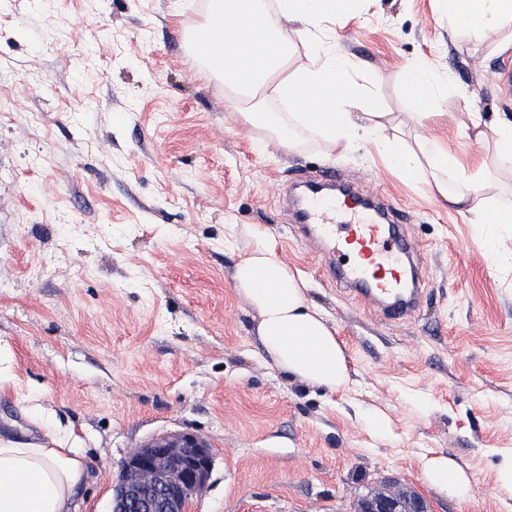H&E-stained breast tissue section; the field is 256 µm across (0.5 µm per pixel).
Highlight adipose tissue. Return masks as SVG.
I'll use <instances>...</instances> for the list:
<instances>
[{"label": "adipose tissue", "instance_id": "1", "mask_svg": "<svg viewBox=\"0 0 512 512\" xmlns=\"http://www.w3.org/2000/svg\"><path fill=\"white\" fill-rule=\"evenodd\" d=\"M355 0H276L268 10L263 0H208L195 27L192 54L206 72L224 85L228 99L248 96L246 126L266 130L264 147L298 149L306 137L320 136L340 149L362 138L372 139L406 177L429 175L437 194L457 206L471 223L512 224V206L488 211L482 193L484 168L457 171L461 188L449 192L453 160L435 149L419 155L416 148L389 137L378 99L365 96L347 79L350 64L336 59L316 35L321 22L351 12ZM452 25H468L475 34L512 29V0H443ZM303 46L307 65L289 63ZM407 95L419 109L418 123L429 126L435 85L430 65L416 61L408 68ZM287 104L284 112H267V102ZM235 287L257 312L261 345L281 372L315 388L336 391L350 380L345 345L324 313L307 299L305 281L295 275L275 250L257 243L236 266ZM425 479L466 498L467 474L450 456L437 454L423 464ZM87 477V459L78 448H61L55 439L21 442L0 438V512H76L77 497Z\"/></svg>", "mask_w": 512, "mask_h": 512}]
</instances>
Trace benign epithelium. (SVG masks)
Listing matches in <instances>:
<instances>
[{
	"label": "benign epithelium",
	"instance_id": "benign-epithelium-1",
	"mask_svg": "<svg viewBox=\"0 0 512 512\" xmlns=\"http://www.w3.org/2000/svg\"><path fill=\"white\" fill-rule=\"evenodd\" d=\"M214 458L207 441L186 430L158 435L122 461L111 512H188L210 479ZM360 512H430L415 491L364 499Z\"/></svg>",
	"mask_w": 512,
	"mask_h": 512
}]
</instances>
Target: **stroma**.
I'll use <instances>...</instances> for the list:
<instances>
[{
	"label": "stroma",
	"instance_id": "1",
	"mask_svg": "<svg viewBox=\"0 0 512 512\" xmlns=\"http://www.w3.org/2000/svg\"><path fill=\"white\" fill-rule=\"evenodd\" d=\"M206 2L0 0V436L84 449L78 512H110L124 456L186 429L214 456L190 512H356L389 483L433 512H512L498 485L512 457V265L499 261L512 224L470 223L370 141L261 150L190 56ZM318 35L382 102L391 136L417 123L408 63L431 62L445 117L430 141L458 167H487L490 207L512 203V170L494 162L512 92L493 79L512 32L450 29L441 0H358ZM327 172L389 201L418 243L427 280L411 318L371 315L294 224L289 185ZM260 240L335 325L344 389L265 354L233 281ZM373 409L385 434L365 420ZM439 453L469 475L468 498L425 480Z\"/></svg>",
	"mask_w": 512,
	"mask_h": 512
}]
</instances>
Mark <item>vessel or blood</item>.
Masks as SVG:
<instances>
[{
    "mask_svg": "<svg viewBox=\"0 0 512 512\" xmlns=\"http://www.w3.org/2000/svg\"><path fill=\"white\" fill-rule=\"evenodd\" d=\"M302 219L315 240L335 251L343 279L372 311L390 320L412 315L420 277L408 264L417 244L397 225L361 206L350 191L307 193Z\"/></svg>",
    "mask_w": 512,
    "mask_h": 512,
    "instance_id": "1",
    "label": "vessel or blood"
}]
</instances>
